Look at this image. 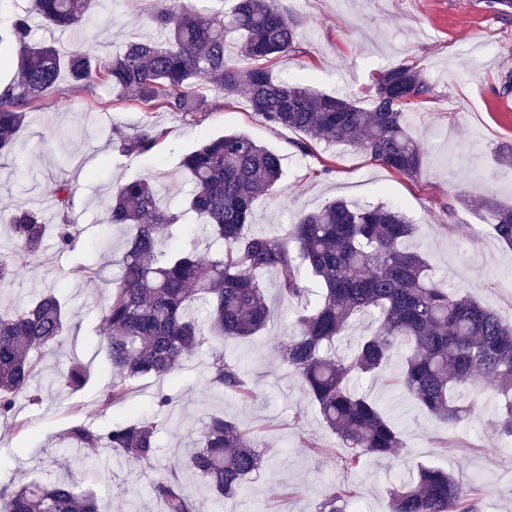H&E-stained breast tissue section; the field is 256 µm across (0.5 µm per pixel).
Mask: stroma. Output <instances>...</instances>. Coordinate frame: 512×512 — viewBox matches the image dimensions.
<instances>
[{"mask_svg": "<svg viewBox=\"0 0 512 512\" xmlns=\"http://www.w3.org/2000/svg\"><path fill=\"white\" fill-rule=\"evenodd\" d=\"M157 3L97 0L85 36L98 43L101 55H111L130 36L153 35L143 20ZM277 5L298 21L303 38L299 53L278 58L275 76L310 83L326 94L346 90L366 108L381 69L405 62L423 69L434 95L407 116L408 131L423 148L420 177L409 179L333 143L321 142L302 153L295 146L299 133L270 126L243 100L213 103L187 120L153 112L148 118L168 132L159 159L128 155L108 132L132 133L147 118L142 111L109 106L110 92L102 85L61 81L30 109L17 134V153L0 157V208L43 209L44 199L63 181L75 190L71 248L59 250L54 237H47L41 254L22 259V276L0 287L5 308L25 306L51 289L72 316L61 347L44 361V374L17 403V416L27 420V429L17 432L0 421V487L60 478L92 492L101 512H162L151 491L159 475L203 493L201 479L185 465L188 430L222 413L248 430L265 456L264 466L223 512H316L334 484L355 488L357 512H384L389 490L421 465L446 468L474 488L478 512H512V440L489 429L498 396L483 399L460 423H442L389 386L391 367L357 381L356 387L395 417L406 447L360 469H345L344 449L279 359L291 308L279 301L275 278L268 273L261 283L272 304L270 323L261 336L226 348L243 361L257 391L254 400L243 403L206 388L207 357L197 353L178 378L141 380L130 406H101L112 384L99 336L101 308L128 240L107 222L110 191L114 184L150 176L171 211H178L190 189L181 171L183 157L204 139L227 132L246 133L281 157L279 186L256 205V230L283 231L291 214L334 199L400 207L415 224L413 243L433 272L512 322V250L498 241L482 210L462 209L453 219L443 210L460 195L512 203V167L497 157L499 145L512 144V98L493 91L498 74L512 68V15H495L483 0H277ZM81 266L89 267V275H77ZM76 360L89 370L81 390L48 383L47 374L64 371ZM160 393L174 397L173 413L155 405ZM140 416L160 427L161 454L154 467L106 448L59 446L75 421L106 430ZM309 440L320 444L321 454L306 448Z\"/></svg>", "mask_w": 512, "mask_h": 512, "instance_id": "stroma-1", "label": "stroma"}]
</instances>
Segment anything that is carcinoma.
<instances>
[{"mask_svg":"<svg viewBox=\"0 0 512 512\" xmlns=\"http://www.w3.org/2000/svg\"><path fill=\"white\" fill-rule=\"evenodd\" d=\"M96 0H32V13L52 27L77 31ZM156 36L132 38L105 58L97 44L83 42L63 55L29 40V16L17 17L9 38L18 46L16 76L0 95V154L17 149V133L27 110L58 87L62 71L76 85L104 84L112 101H132L149 115L165 110L187 117L204 110L208 97L195 85L226 101L244 98L271 126L303 135L304 153L331 140L351 147L393 171L416 179L422 171L421 146L409 135L405 114L428 101L434 88L415 66L381 71L370 94L371 107L273 76L269 64L299 51L298 26L276 0H236L232 10L206 15L173 2L148 17ZM165 132L145 121L135 134L116 133L122 151L151 153ZM182 169L194 189L180 213L161 205L150 179L112 187L110 223L132 228L119 259L114 291L102 309V336L112 371L103 406L125 404L135 382L171 377L193 353L208 355L205 383L241 402L255 397L241 362L208 347L209 338L226 342L260 333L271 319L259 274L275 275L281 299L295 305L288 341L279 348L283 365L308 395L324 424L348 450L350 469L404 447L401 432L353 381L395 364L392 385L421 410L444 422L464 420L494 384L502 396L492 422L498 436L512 437V324L470 296L432 276L426 257L409 246L415 225L386 205L352 207L342 200L299 211L281 234L257 231L252 214L259 197L275 190L281 159L251 136L232 132L206 139L188 153ZM74 188L57 186L52 219L58 248L73 244ZM496 237L512 248V206L491 199L478 203ZM192 214L205 236L190 247L162 253L158 242L173 238V227ZM13 247L36 256L45 241V215L4 210ZM20 273L13 254L0 255V286ZM320 294L312 297L310 282ZM363 327L346 353L336 341L353 323ZM68 315L58 295L47 291L29 307L0 309V418L15 417L17 398L42 372L43 360L65 335ZM78 390L86 367L71 363L59 374ZM68 448H114L146 465L159 457L156 422L135 419L106 431L83 423L62 437ZM195 451L187 466L213 499L234 498L265 463L250 433L224 415H212L194 432ZM163 512H206L207 500L179 482L153 484ZM348 486H331L317 512H353ZM0 512H99L94 496L77 483H19L0 489ZM386 512H476L472 490L447 471L421 466L416 475L389 491Z\"/></svg>","mask_w":512,"mask_h":512,"instance_id":"cac0c4a2","label":"carcinoma"}]
</instances>
